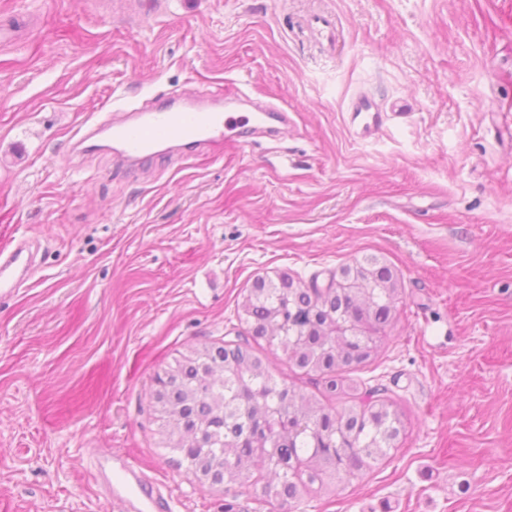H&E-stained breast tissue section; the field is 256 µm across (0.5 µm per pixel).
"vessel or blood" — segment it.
Segmentation results:
<instances>
[{
  "mask_svg": "<svg viewBox=\"0 0 512 512\" xmlns=\"http://www.w3.org/2000/svg\"><path fill=\"white\" fill-rule=\"evenodd\" d=\"M306 27L324 51L335 50L332 17L311 16ZM288 122L287 112L280 107L255 100L240 85L227 82L190 96L175 94L104 113L85 122L69 145L75 153L107 152L120 166L138 173L147 159L158 154L209 159L258 138H277ZM347 122L356 137L366 140L380 131L382 114L370 97L361 96L354 100ZM31 247L26 239L0 247L1 294L15 293L26 283L33 268ZM112 471L119 476L112 492L132 512H167L165 499L131 461L114 458Z\"/></svg>",
  "mask_w": 512,
  "mask_h": 512,
  "instance_id": "vessel-or-blood-1",
  "label": "vessel or blood"
}]
</instances>
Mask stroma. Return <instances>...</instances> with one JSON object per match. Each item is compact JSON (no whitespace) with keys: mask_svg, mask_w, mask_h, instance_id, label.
Masks as SVG:
<instances>
[{"mask_svg":"<svg viewBox=\"0 0 512 512\" xmlns=\"http://www.w3.org/2000/svg\"><path fill=\"white\" fill-rule=\"evenodd\" d=\"M313 12L334 52L303 33ZM0 29V244L39 248L0 296V512H122L96 448L173 512H512V0H0ZM227 81L286 110L284 134L142 175L68 150L127 101ZM361 93L387 114L367 140ZM370 256L401 301L348 375L395 400L397 450L292 506L199 480L165 446L157 375L244 333L256 279ZM306 28L317 37V42L324 51H335L336 22L328 15H313L306 22ZM347 122L352 133L360 139H369L382 127V114L376 103L368 96L354 100L348 112Z\"/></svg>","mask_w":512,"mask_h":512,"instance_id":"1","label":"stroma"}]
</instances>
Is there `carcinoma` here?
Returning a JSON list of instances; mask_svg holds the SVG:
<instances>
[{"label": "carcinoma", "instance_id": "carcinoma-1", "mask_svg": "<svg viewBox=\"0 0 512 512\" xmlns=\"http://www.w3.org/2000/svg\"><path fill=\"white\" fill-rule=\"evenodd\" d=\"M398 300L391 268L375 257L332 288L285 273L276 283L256 280L240 305L249 333L281 347L291 367L329 376L326 391L351 405L334 412L277 382L248 343L213 345L157 378L156 402L172 422L168 442L213 483L273 473L277 483L263 494L288 503L330 479L362 477L395 447L403 423L386 389L346 384L342 372L377 354Z\"/></svg>", "mask_w": 512, "mask_h": 512}]
</instances>
